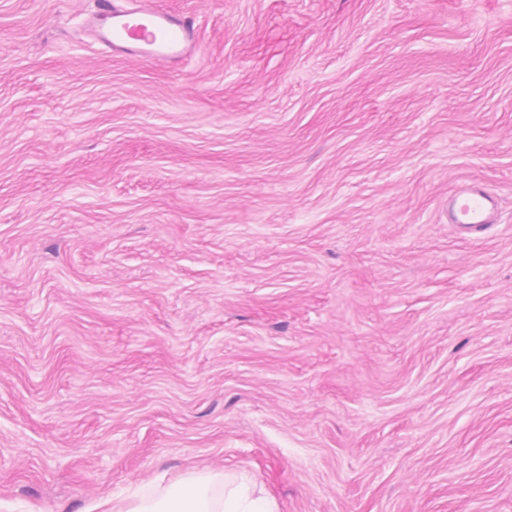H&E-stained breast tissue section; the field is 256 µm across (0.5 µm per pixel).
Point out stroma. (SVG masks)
Segmentation results:
<instances>
[{
  "mask_svg": "<svg viewBox=\"0 0 512 512\" xmlns=\"http://www.w3.org/2000/svg\"><path fill=\"white\" fill-rule=\"evenodd\" d=\"M154 2L195 59L0 0V512H512V0ZM497 212V195L482 183H465L448 195V224L468 235H482L497 224ZM280 512L275 498L256 490L245 477L210 472L173 481L163 493L142 495L104 512Z\"/></svg>",
  "mask_w": 512,
  "mask_h": 512,
  "instance_id": "35a3bbf8",
  "label": "stroma"
}]
</instances>
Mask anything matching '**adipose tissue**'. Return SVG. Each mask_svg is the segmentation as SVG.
<instances>
[{
    "instance_id": "obj_1",
    "label": "adipose tissue",
    "mask_w": 512,
    "mask_h": 512,
    "mask_svg": "<svg viewBox=\"0 0 512 512\" xmlns=\"http://www.w3.org/2000/svg\"><path fill=\"white\" fill-rule=\"evenodd\" d=\"M112 512H280L275 498L246 478L211 472L173 481L163 493L142 495L112 507Z\"/></svg>"
}]
</instances>
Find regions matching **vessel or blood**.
Here are the masks:
<instances>
[{
	"instance_id": "obj_1",
	"label": "vessel or blood",
	"mask_w": 512,
	"mask_h": 512,
	"mask_svg": "<svg viewBox=\"0 0 512 512\" xmlns=\"http://www.w3.org/2000/svg\"><path fill=\"white\" fill-rule=\"evenodd\" d=\"M87 25L100 51L125 54L162 65L180 63L197 49V25L192 15L133 0H94ZM448 221L471 236L484 234L498 221V198L487 186L468 182L448 196Z\"/></svg>"
}]
</instances>
